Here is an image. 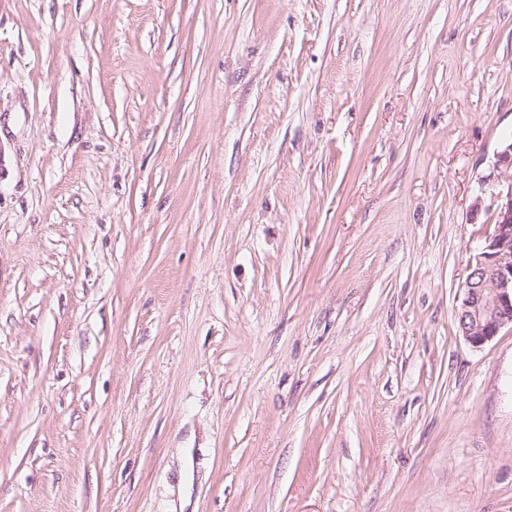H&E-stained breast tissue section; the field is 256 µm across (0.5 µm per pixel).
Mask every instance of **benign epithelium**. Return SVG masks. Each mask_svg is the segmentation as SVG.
<instances>
[{
    "label": "benign epithelium",
    "mask_w": 512,
    "mask_h": 512,
    "mask_svg": "<svg viewBox=\"0 0 512 512\" xmlns=\"http://www.w3.org/2000/svg\"><path fill=\"white\" fill-rule=\"evenodd\" d=\"M490 210L493 232L469 264L456 311L459 332L474 347L512 326V179L498 185Z\"/></svg>",
    "instance_id": "benign-epithelium-1"
}]
</instances>
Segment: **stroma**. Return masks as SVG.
<instances>
[{
	"mask_svg": "<svg viewBox=\"0 0 512 512\" xmlns=\"http://www.w3.org/2000/svg\"><path fill=\"white\" fill-rule=\"evenodd\" d=\"M512 0H0V512H512ZM492 198L493 232L469 264L456 311L459 332L473 347L512 329V179L499 184Z\"/></svg>",
	"mask_w": 512,
	"mask_h": 512,
	"instance_id": "1",
	"label": "stroma"
}]
</instances>
